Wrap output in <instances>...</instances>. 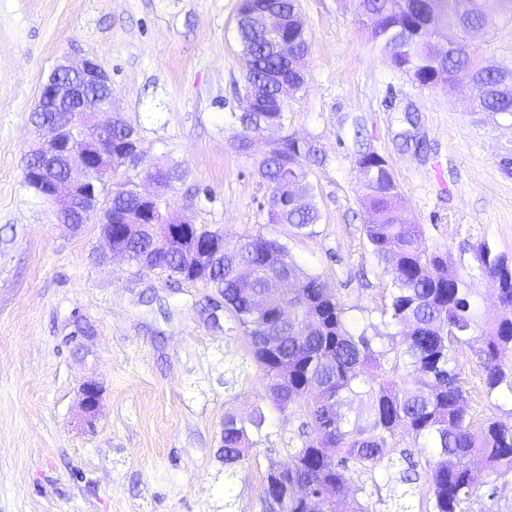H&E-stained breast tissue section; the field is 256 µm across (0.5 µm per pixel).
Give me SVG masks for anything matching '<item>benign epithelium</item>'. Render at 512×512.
<instances>
[{"label":"benign epithelium","instance_id":"benign-epithelium-1","mask_svg":"<svg viewBox=\"0 0 512 512\" xmlns=\"http://www.w3.org/2000/svg\"><path fill=\"white\" fill-rule=\"evenodd\" d=\"M35 111L42 113L36 127L47 131L48 136L32 156L51 167L30 168L27 173L37 188L44 189L45 199L58 207L60 223L76 229L95 219L101 225L110 257L126 259L127 254L112 244V205L101 202L97 187L131 161L129 154L112 144L110 73L94 58H63L44 84ZM192 226L182 217L159 226L153 246L165 245ZM101 399L98 385H83L81 409L85 415L95 416Z\"/></svg>","mask_w":512,"mask_h":512}]
</instances>
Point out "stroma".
Returning a JSON list of instances; mask_svg holds the SVG:
<instances>
[{
  "instance_id": "stroma-1",
  "label": "stroma",
  "mask_w": 512,
  "mask_h": 512,
  "mask_svg": "<svg viewBox=\"0 0 512 512\" xmlns=\"http://www.w3.org/2000/svg\"><path fill=\"white\" fill-rule=\"evenodd\" d=\"M311 49L288 98L286 133L314 140L312 237L267 221L270 192L234 120L245 62L239 0H0V512H264V478L299 445V414L268 397L223 299L198 283L101 262L98 225L74 232L22 184L42 86L66 55L112 75L144 166H176L174 210L228 239L276 237L358 318L388 301L390 278L362 232L353 129L385 157L425 244L474 269L480 240L512 255V121L473 110L466 80L430 89L393 69L353 0H299ZM512 64V20L492 12L471 42ZM412 143H405L404 135ZM423 149H416V142ZM474 425L512 423L489 404L471 351L459 355ZM102 389L86 419L83 383ZM263 409L245 466L224 471V416Z\"/></svg>"
}]
</instances>
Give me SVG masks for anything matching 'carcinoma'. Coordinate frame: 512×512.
Returning <instances> with one entry per match:
<instances>
[{
  "mask_svg": "<svg viewBox=\"0 0 512 512\" xmlns=\"http://www.w3.org/2000/svg\"><path fill=\"white\" fill-rule=\"evenodd\" d=\"M492 2L512 19V0H358L357 9L391 67L423 85L438 38L453 26L465 32L481 27L483 10ZM270 14L295 40L294 54L287 59L269 37ZM298 17V0H240L237 37L249 59L243 96L253 91L271 98L279 80L302 87V61L310 45L304 24L293 23ZM441 67L450 83L468 72L472 102L484 112L512 119V66L480 63L465 43L449 48ZM286 111L284 102L276 112H243L234 118L258 134L269 123L286 127ZM112 134L122 147L138 139L118 112L112 113ZM318 154L313 143L287 135L283 149L259 162L258 173L271 191L268 223L287 224L301 236L315 234L318 209L287 206L284 199L291 191L313 192L307 162ZM372 155L358 152L356 165L364 169L368 221L363 232L391 280L380 323L370 316L349 317L322 276L298 263L277 238L248 235L224 243V262L207 278L245 334L271 402L303 417L302 443L288 450V469L266 474L264 497L271 512H379L385 500H372L366 484L348 496L344 489L384 461L390 440L400 432L432 449L425 473L434 512H473V504L494 497L482 492L487 485L482 475L468 468L473 456L499 477L512 474V425L488 419L479 432L471 431L459 363L465 349L477 355L489 399L504 386L512 389V264L506 265L508 256L485 239L474 246L479 275L500 307L499 315L483 318L473 275L458 268L448 252L422 245L424 229L407 222L390 167L379 166ZM154 176L165 197L172 183L182 179L172 168L156 170ZM104 199L112 203L114 215L125 213L130 222L140 216L142 202L131 178L112 183ZM151 232L140 224L116 241L136 268ZM190 252L189 242L169 247L158 275L185 280L198 275ZM284 277L295 285L288 296L277 289ZM395 327L402 328L399 343L390 332ZM384 337L386 346L378 344ZM262 420L260 412L247 420L224 416L225 471L232 474L245 464L250 435L261 429ZM403 460L407 468L399 477L391 476V461L383 475L388 483L396 481L390 487L393 512H410L406 499L414 489L404 485L419 480L417 463L406 455Z\"/></svg>",
  "mask_w": 512,
  "mask_h": 512,
  "instance_id": "obj_1",
  "label": "carcinoma"
}]
</instances>
